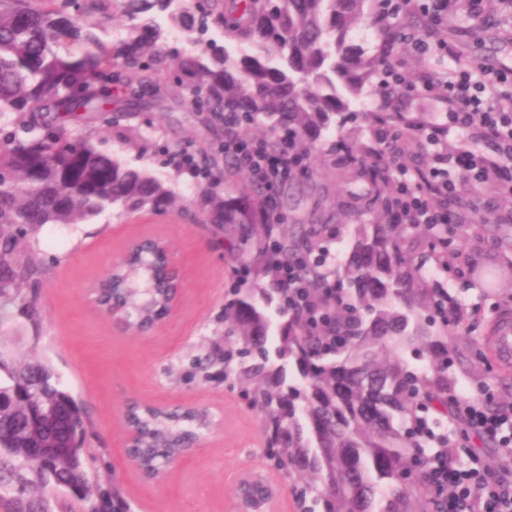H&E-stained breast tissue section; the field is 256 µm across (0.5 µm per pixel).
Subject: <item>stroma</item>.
<instances>
[{"instance_id": "1", "label": "stroma", "mask_w": 512, "mask_h": 512, "mask_svg": "<svg viewBox=\"0 0 512 512\" xmlns=\"http://www.w3.org/2000/svg\"><path fill=\"white\" fill-rule=\"evenodd\" d=\"M464 54L477 65L512 66V19L463 25L449 23ZM118 124L100 139L104 152L144 164L167 175L162 156L137 157L122 143L126 128L151 118L160 148L175 151L190 144L220 151L226 131L190 99L157 91L141 100L129 96L113 104ZM367 147L371 127L349 119L342 131H329L313 158L311 180L286 184L281 203L292 224L324 225L326 271L343 266L350 253L352 227L376 223L367 209L371 185L355 167L332 154L338 135ZM195 181L177 177L172 187L186 201L167 213L143 211L118 215L109 210L88 224H49L30 234L23 249L38 252L44 273L38 284L39 321L18 312L0 322V332L21 335L18 354L49 357L62 382L81 398L92 421L88 471L103 485L119 487L129 512H231L242 479L257 477L273 491L271 512H299L295 489L300 482L276 469L265 448L264 426L240 384L224 375V305L237 280V266L224 255L210 225L192 205ZM160 236L182 262L185 288L176 312L154 331L120 333L87 302L85 291L103 277L127 242L139 235ZM458 265L499 272L490 294L449 279L448 291L463 311H478L466 329L448 331L452 395L488 392L491 402L512 406V368L499 365L489 349L492 322L512 314V212H499L491 231L477 224L459 225L455 233ZM165 402L173 406H209L223 426L190 460L173 465L166 483L144 479L122 448V415L127 404ZM453 465L464 467L477 456L491 471L501 467L497 448L473 438L455 417L443 418Z\"/></svg>"}]
</instances>
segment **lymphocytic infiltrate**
I'll use <instances>...</instances> for the list:
<instances>
[{
    "label": "lymphocytic infiltrate",
    "instance_id": "f902f5d3",
    "mask_svg": "<svg viewBox=\"0 0 512 512\" xmlns=\"http://www.w3.org/2000/svg\"><path fill=\"white\" fill-rule=\"evenodd\" d=\"M403 6L421 23L418 29L396 32V39L419 55L449 59L451 67L443 74L422 72L418 79L436 103L429 117L405 104L400 91L406 76L397 65L385 62L378 72L385 108L397 121L375 124L367 154L393 186V223L433 228L474 223L472 210L454 205L459 177L479 188L493 185L495 206L512 209V111L497 105L512 88V69L474 67L443 30L447 13L489 22L512 0H403ZM236 120V114L225 113L230 133L224 155L245 168L267 204H274L279 187L308 169L310 158L295 149L288 133L279 135L273 147L233 134ZM423 153L429 154V163L417 164ZM453 404L476 435L496 440L504 465L512 470V436L501 434L504 425L512 424V407L489 408L477 395L454 398ZM427 489L436 498V512H512V481L490 477L478 463L459 469L444 460L433 462Z\"/></svg>",
    "mask_w": 512,
    "mask_h": 512
}]
</instances>
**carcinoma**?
Here are the masks:
<instances>
[{"label": "carcinoma", "instance_id": "carcinoma-1", "mask_svg": "<svg viewBox=\"0 0 512 512\" xmlns=\"http://www.w3.org/2000/svg\"><path fill=\"white\" fill-rule=\"evenodd\" d=\"M171 10L184 36L208 25L222 33L170 54L150 12ZM383 10L381 0H209L198 17L194 0H0V316L9 308L35 318L23 286L38 282L41 264L18 251L20 240L48 224L90 223L112 209L164 213L180 198L156 172L101 152L79 126L112 105L134 77L188 93L219 114L238 113V129H261L273 145L283 132L309 151L336 116L356 114L381 51L349 41L352 30ZM130 24L109 45L100 33L118 19ZM138 155L156 141L125 139ZM372 209L387 222L353 225L350 256L329 279L308 259L322 249L315 224H273L263 193L245 182L220 189L197 182L192 205L246 267L224 307V364L250 386L263 416L270 458L282 471L302 470L318 483L299 492L304 512H425L419 487L401 485L407 468L423 478L448 453L432 409L448 405V306L455 301L428 265L448 253V230L418 231L388 221L391 185L375 184ZM281 248L266 250L271 236ZM305 259L300 274L311 301L327 317L317 325L288 309V286L277 269ZM178 283L164 276L156 253L109 277L99 295L125 307L126 319L148 326L170 308ZM425 361L410 367L402 353ZM12 387L45 414V427L18 437L23 410L0 413V512H34L64 501L61 512H123L119 490L104 489L84 466L89 420L52 365L18 358L14 340L0 345V388ZM139 467L165 469L195 434L188 415L138 407Z\"/></svg>", "mask_w": 512, "mask_h": 512}]
</instances>
